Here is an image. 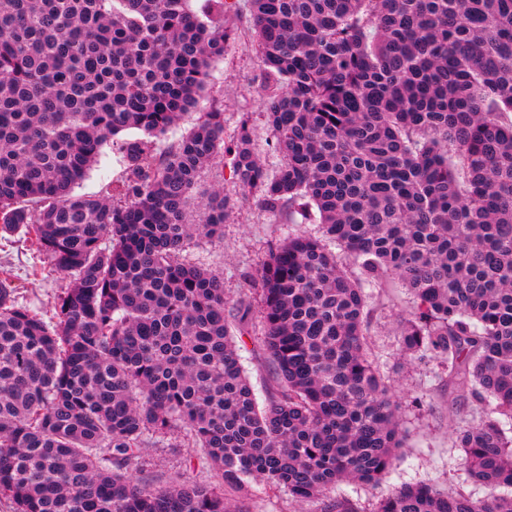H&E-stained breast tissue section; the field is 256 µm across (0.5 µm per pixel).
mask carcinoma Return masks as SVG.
<instances>
[{
  "label": "carcinoma",
  "instance_id": "carcinoma-1",
  "mask_svg": "<svg viewBox=\"0 0 512 512\" xmlns=\"http://www.w3.org/2000/svg\"><path fill=\"white\" fill-rule=\"evenodd\" d=\"M0 0V240L23 234L69 278L51 316L0 271V499L14 512H245L253 482L321 512L379 483L404 447L399 402L366 353L367 288L396 281L409 358L486 404L449 427L464 485L405 486L371 512H512V0H250L267 157L248 120L224 149L195 107L238 0ZM110 145L125 161L75 196ZM229 156L292 233L254 278L272 365L259 407L231 324L251 306L183 257L219 238L200 174ZM185 431L224 489L140 478L144 449ZM508 493L498 494L496 490Z\"/></svg>",
  "mask_w": 512,
  "mask_h": 512
}]
</instances>
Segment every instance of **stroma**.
<instances>
[{
  "label": "stroma",
  "mask_w": 512,
  "mask_h": 512,
  "mask_svg": "<svg viewBox=\"0 0 512 512\" xmlns=\"http://www.w3.org/2000/svg\"><path fill=\"white\" fill-rule=\"evenodd\" d=\"M232 33L224 43V56L213 62L207 88L197 105L182 117L177 134L191 130L202 112L213 102L224 108V143L232 145L237 137L242 115H250L251 131L259 154H267L271 134L266 124L262 99V66L254 45V32L248 0H239L237 17L230 22ZM124 164L121 155L105 148L98 164L88 177L74 188L75 195L95 196L102 187L121 178ZM222 183L228 202V216L222 239H201L188 256L193 261L223 272L224 293L233 301L256 299L252 279L271 250L279 246L289 232L320 235L316 224L285 223L269 211L258 195H243L230 165L205 170L201 189ZM48 258L30 250L23 241L0 242V269L12 271L20 302L51 313L56 295L67 285L66 279L46 276ZM370 319L367 325V353L394 387L400 404L405 430L401 456L376 487L341 482L332 489V497L368 504L401 487L417 484L452 486L465 483L478 499L489 491L481 484L468 481L462 464L463 452L448 429V414L456 403H463V420H471L476 407L473 400H460L450 386L444 370L436 362H405L402 355L401 324L412 307L409 292L398 283L373 289L367 302ZM241 363L250 377L258 401H265L269 386L268 359L262 343V314L252 310L249 325L241 337ZM187 446L171 447L160 442L145 451L141 476L162 484L186 471Z\"/></svg>",
  "instance_id": "1"
}]
</instances>
